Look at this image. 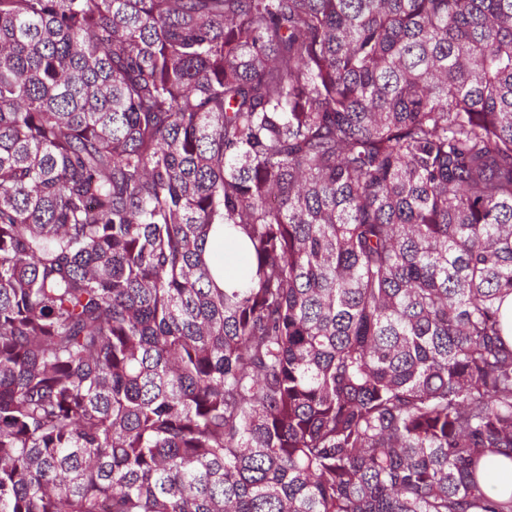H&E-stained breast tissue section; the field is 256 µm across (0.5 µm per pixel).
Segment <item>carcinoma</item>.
<instances>
[{
	"label": "carcinoma",
	"mask_w": 512,
	"mask_h": 512,
	"mask_svg": "<svg viewBox=\"0 0 512 512\" xmlns=\"http://www.w3.org/2000/svg\"><path fill=\"white\" fill-rule=\"evenodd\" d=\"M510 295L512 0H0V512H512ZM207 254L222 267V276L217 278L220 288H239L254 275V269L247 256L233 247L224 251L215 246L208 247Z\"/></svg>",
	"instance_id": "obj_1"
}]
</instances>
